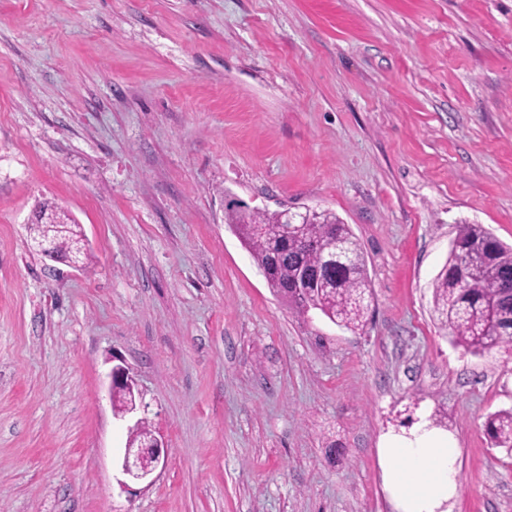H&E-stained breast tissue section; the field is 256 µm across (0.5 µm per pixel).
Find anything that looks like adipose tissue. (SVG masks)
<instances>
[{"instance_id":"adipose-tissue-1","label":"adipose tissue","mask_w":512,"mask_h":512,"mask_svg":"<svg viewBox=\"0 0 512 512\" xmlns=\"http://www.w3.org/2000/svg\"><path fill=\"white\" fill-rule=\"evenodd\" d=\"M383 489L395 512H451L461 490L460 448L447 431L419 419L377 448Z\"/></svg>"}]
</instances>
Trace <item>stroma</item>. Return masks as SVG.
Masks as SVG:
<instances>
[{"mask_svg": "<svg viewBox=\"0 0 512 512\" xmlns=\"http://www.w3.org/2000/svg\"><path fill=\"white\" fill-rule=\"evenodd\" d=\"M232 198L349 224L363 332L274 295ZM43 203L81 270L32 249ZM460 224L512 245V0H0V512H393L411 405L458 440L452 512H512V349L431 313ZM138 417L167 454L133 482ZM116 381L128 382V373L122 367L114 368L110 374V382L108 385L109 397L112 400V410L116 416L124 415L128 410L136 406V396L133 381L128 383L116 384ZM115 387L113 388V386ZM113 389V390H112ZM486 431L497 448L512 451V409L499 410L489 415L486 422Z\"/></svg>", "mask_w": 512, "mask_h": 512, "instance_id": "obj_1", "label": "stroma"}]
</instances>
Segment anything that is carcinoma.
I'll return each mask as SVG.
<instances>
[{"label":"carcinoma","instance_id":"obj_1","mask_svg":"<svg viewBox=\"0 0 512 512\" xmlns=\"http://www.w3.org/2000/svg\"><path fill=\"white\" fill-rule=\"evenodd\" d=\"M35 238L60 254L72 253L82 234L56 210L40 208ZM228 223L248 246L258 266L268 273L276 294L301 313L317 310L352 332L363 329L373 293L363 249L349 225L335 213L311 211L288 230L281 213L251 210L231 200ZM318 273L313 285L295 291L297 272ZM433 314L452 342L480 355L512 345V246L481 224H459L448 258L433 282ZM136 405L134 384L112 390V410L121 416ZM486 431L497 448L512 451V409L489 415Z\"/></svg>","mask_w":512,"mask_h":512}]
</instances>
